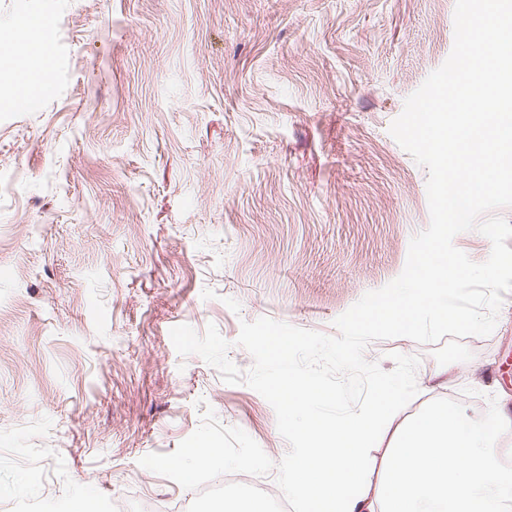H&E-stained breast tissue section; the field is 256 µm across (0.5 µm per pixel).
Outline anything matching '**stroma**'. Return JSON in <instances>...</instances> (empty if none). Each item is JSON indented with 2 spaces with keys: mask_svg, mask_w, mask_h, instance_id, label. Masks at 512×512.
Segmentation results:
<instances>
[{
  "mask_svg": "<svg viewBox=\"0 0 512 512\" xmlns=\"http://www.w3.org/2000/svg\"><path fill=\"white\" fill-rule=\"evenodd\" d=\"M455 0H0V43L48 22L51 73L28 107L0 80V505L188 512L196 493L140 466L205 408L273 462L272 406L180 356L215 325L241 372L242 322L337 335L404 269L430 222L427 171L389 132L449 56ZM448 364L416 355L430 401L512 415V292Z\"/></svg>",
  "mask_w": 512,
  "mask_h": 512,
  "instance_id": "stroma-1",
  "label": "stroma"
}]
</instances>
